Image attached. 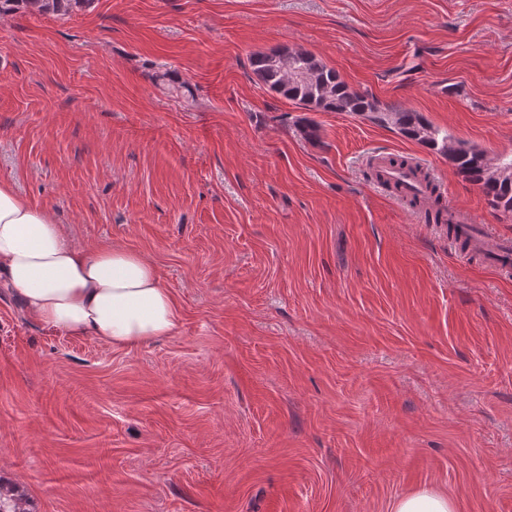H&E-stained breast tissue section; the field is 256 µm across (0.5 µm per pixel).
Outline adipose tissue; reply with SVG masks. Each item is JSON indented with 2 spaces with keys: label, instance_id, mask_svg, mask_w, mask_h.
<instances>
[{
  "label": "adipose tissue",
  "instance_id": "adipose-tissue-1",
  "mask_svg": "<svg viewBox=\"0 0 512 512\" xmlns=\"http://www.w3.org/2000/svg\"><path fill=\"white\" fill-rule=\"evenodd\" d=\"M0 276L46 326L117 347L172 335V294L122 246L76 250L50 213L0 182Z\"/></svg>",
  "mask_w": 512,
  "mask_h": 512
}]
</instances>
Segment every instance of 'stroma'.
Here are the masks:
<instances>
[{
    "label": "stroma",
    "mask_w": 512,
    "mask_h": 512,
    "mask_svg": "<svg viewBox=\"0 0 512 512\" xmlns=\"http://www.w3.org/2000/svg\"><path fill=\"white\" fill-rule=\"evenodd\" d=\"M276 47L512 151V0L0 18V181L75 247L144 255L178 311L172 335L111 347L39 323L0 282V486L32 512H392L421 488L512 512V275L367 162L415 158L495 234L512 214L393 126L268 90L249 58Z\"/></svg>",
    "instance_id": "obj_1"
}]
</instances>
